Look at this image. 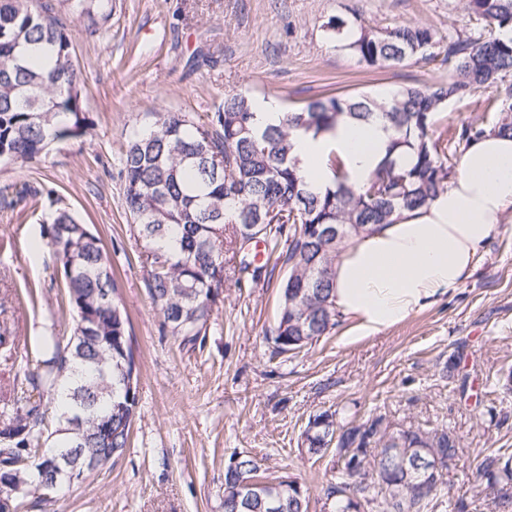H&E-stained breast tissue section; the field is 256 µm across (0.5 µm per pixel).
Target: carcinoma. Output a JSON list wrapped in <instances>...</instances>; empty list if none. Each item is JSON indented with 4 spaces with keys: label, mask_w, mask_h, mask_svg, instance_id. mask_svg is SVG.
I'll list each match as a JSON object with an SVG mask.
<instances>
[{
    "label": "carcinoma",
    "mask_w": 512,
    "mask_h": 512,
    "mask_svg": "<svg viewBox=\"0 0 512 512\" xmlns=\"http://www.w3.org/2000/svg\"><path fill=\"white\" fill-rule=\"evenodd\" d=\"M462 9L483 22L487 34L448 40L419 24L384 30L361 27L344 47L368 68L385 69L442 58L448 80L406 87L377 98L327 95L282 113L276 124L256 126L251 98L228 94L212 115L158 112L153 126L132 131L121 153L123 205L146 252L144 284L162 314V328L194 343L206 335L227 274L242 279L254 262L244 243L267 244L268 259L285 274L275 323L266 330L274 355L298 351L337 325L331 270L352 237L392 224L402 211L426 205L447 187L455 153L433 138L436 115L452 99L487 90L497 113L492 130L512 133V0H462ZM92 30L112 15V0H0V161L27 164L52 143L81 138L91 121L84 105L73 34L62 11ZM380 120L392 130L389 151H409L402 169L388 158L364 185L347 184L331 151L325 165L335 188L311 189L292 156L293 137L318 135L343 121ZM485 128L458 129L470 143ZM224 167L213 171V156ZM51 189L17 192L30 208L52 199ZM342 224L345 235L323 239L314 227ZM64 283L61 308L73 315L68 336L51 324L40 337L36 359L20 367L9 395L0 399V495L19 512L25 481L38 472L45 490L56 489L60 456L106 466L129 446L137 416L138 370L130 322L117 298L110 259L100 238L66 208H58L44 231ZM307 451L324 456L355 448L366 460L353 471L336 465L326 490L331 512H429L443 502V471L457 458L460 438L449 428L389 427L376 417L337 426L328 415L308 422ZM430 445L440 469L407 473L400 453L420 454ZM262 463L242 455L224 470V512H309L295 480H264ZM494 512H512V455L497 454L477 465Z\"/></svg>",
    "instance_id": "cac0c4a2"
}]
</instances>
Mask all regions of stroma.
I'll list each match as a JSON object with an SVG mask.
<instances>
[{"instance_id":"stroma-1","label":"stroma","mask_w":512,"mask_h":512,"mask_svg":"<svg viewBox=\"0 0 512 512\" xmlns=\"http://www.w3.org/2000/svg\"><path fill=\"white\" fill-rule=\"evenodd\" d=\"M337 18L350 28L417 23L442 37L482 32L461 0H112L99 32L70 21L91 130L27 167L0 163V317L19 337L12 359L0 357V391L34 358L47 327H73L58 312L63 285L51 252L30 250L44 226L14 200L26 182L53 189L111 258L136 347L138 416L122 456L61 489L30 492L22 512H224V470L240 454L261 459L264 476L298 481L310 512H323L336 459L312 458L304 444L309 419L320 414L342 425L380 416L454 430L460 458L444 470L443 488L455 497L479 493L477 464L512 449V395L494 390L498 371L512 367L510 221L450 296L379 334L352 337L353 322L343 318L311 347L271 357L264 332L283 273L267 268L253 282L225 281L201 346L161 329L123 207L120 156L130 131L167 110L207 116L228 92L291 109L324 94L379 96L447 80L438 60L385 70L358 64L329 27ZM484 114L481 99L450 101L433 135L448 140ZM456 355L469 375L466 400L446 369Z\"/></svg>"}]
</instances>
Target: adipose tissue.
I'll list each match as a JSON object with an SVG mask.
<instances>
[{"mask_svg": "<svg viewBox=\"0 0 512 512\" xmlns=\"http://www.w3.org/2000/svg\"><path fill=\"white\" fill-rule=\"evenodd\" d=\"M383 122H343L319 136L300 133L292 153L306 181L324 190L335 183L328 152L343 162L347 182L362 186L386 158L410 167L407 152L389 153ZM512 217V134L486 132L461 155L448 188L392 224L346 242L332 268L333 302L352 319L351 331L389 330L454 292L470 275L479 249Z\"/></svg>", "mask_w": 512, "mask_h": 512, "instance_id": "1", "label": "adipose tissue"}]
</instances>
